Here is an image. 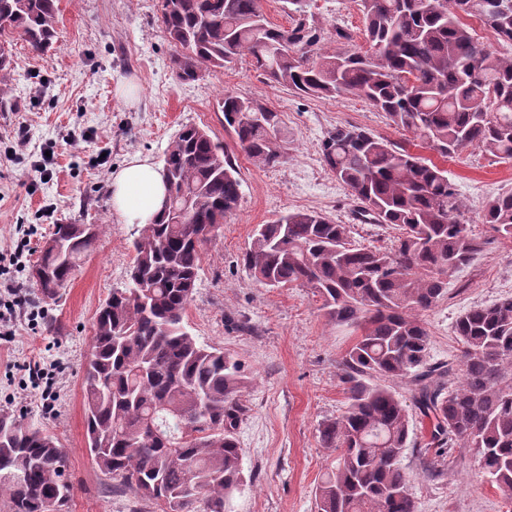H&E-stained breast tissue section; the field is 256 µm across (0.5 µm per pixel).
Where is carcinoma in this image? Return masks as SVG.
Instances as JSON below:
<instances>
[{
	"instance_id": "cac0c4a2",
	"label": "carcinoma",
	"mask_w": 512,
	"mask_h": 512,
	"mask_svg": "<svg viewBox=\"0 0 512 512\" xmlns=\"http://www.w3.org/2000/svg\"><path fill=\"white\" fill-rule=\"evenodd\" d=\"M369 50L311 57L317 36L302 21L269 23L261 0H160L161 23L182 81H196L249 55L266 79L299 94L356 95L397 129L448 158L476 145L512 160V54L492 50L464 22L477 16L512 44V0L486 12L479 0H361ZM55 0H0V112L11 108L15 69L5 45L21 38L37 54L57 38ZM476 70L484 77L477 81ZM223 144L185 125L165 152L173 204L134 240L128 287L112 291L94 323L82 376L86 442L98 467L161 512H226L244 485L237 429L244 386L238 362L200 343L185 324L211 228L241 198L234 150L263 166L284 159L278 113L224 94ZM336 179L378 224L398 227L391 249L350 243V227L314 211L257 226L240 262L258 283L312 289L338 326L358 331L344 358L347 406L320 438L340 451L316 489L317 512H416L400 466L410 420L406 402L376 376L409 379L433 419L430 444L471 448L481 472L512 499V297L464 312L455 332L463 381L447 392L426 367L429 334L420 314L447 294L448 277L487 244L462 216L454 185L434 162L355 125L322 145ZM491 237L512 239V190L491 199ZM100 226L61 224L36 269L55 298ZM66 455L44 430L0 414V496L9 512H59L70 495Z\"/></svg>"
}]
</instances>
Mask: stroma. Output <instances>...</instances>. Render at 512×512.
Returning a JSON list of instances; mask_svg holds the SVG:
<instances>
[{
  "label": "stroma",
  "instance_id": "obj_1",
  "mask_svg": "<svg viewBox=\"0 0 512 512\" xmlns=\"http://www.w3.org/2000/svg\"><path fill=\"white\" fill-rule=\"evenodd\" d=\"M59 41L47 55L14 40L11 95L15 108L0 112V252H9L18 226H33L28 264H35L59 224H98L102 231L53 300L42 298L29 272L17 274L28 303L43 307L38 326L19 318L11 341L0 343V413L32 422L53 435L67 459L71 494L63 512H157L112 480L86 448L82 368L91 350L97 309L125 287L133 263L135 224L112 211L110 178L125 160L162 163L183 125L193 124L231 144L217 103L224 93L252 98L279 112L286 154L274 167L237 153L241 198L203 249L200 278L185 325L201 343L224 348L242 366L247 385L237 438L246 477L227 512H315V491L336 466L319 429L346 404L343 359L351 329L328 322L321 300L307 288L256 283L240 262L257 225L297 210L320 212L351 227L353 243L390 247L397 235L370 218L354 219L356 203L322 159V144L339 125L354 124L413 148L438 162L465 205L464 218L484 232L488 200L512 190V160L478 147L444 159L395 129L383 112L353 95L317 98L266 82L248 59L182 82L159 20V0H57ZM304 20L318 36L317 52L362 51L367 44L360 0H310ZM134 81L128 101L118 88ZM26 136L25 150L12 146ZM53 146V174L31 180V155ZM512 295V239L489 243L448 279L446 296L422 319L429 332L430 366L461 379V344L454 332L465 311ZM56 359L64 371L54 413H44L37 392L19 391L29 359ZM400 465L408 474L417 512H512L503 492L480 473L472 449L458 448L452 463L430 475V425L417 409Z\"/></svg>",
  "mask_w": 512,
  "mask_h": 512
}]
</instances>
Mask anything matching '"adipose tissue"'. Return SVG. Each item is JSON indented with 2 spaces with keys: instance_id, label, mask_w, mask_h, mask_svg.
Wrapping results in <instances>:
<instances>
[{
  "instance_id": "adipose-tissue-1",
  "label": "adipose tissue",
  "mask_w": 512,
  "mask_h": 512,
  "mask_svg": "<svg viewBox=\"0 0 512 512\" xmlns=\"http://www.w3.org/2000/svg\"><path fill=\"white\" fill-rule=\"evenodd\" d=\"M165 197L162 172L149 159L133 157L112 174V208L123 223L153 222Z\"/></svg>"
}]
</instances>
